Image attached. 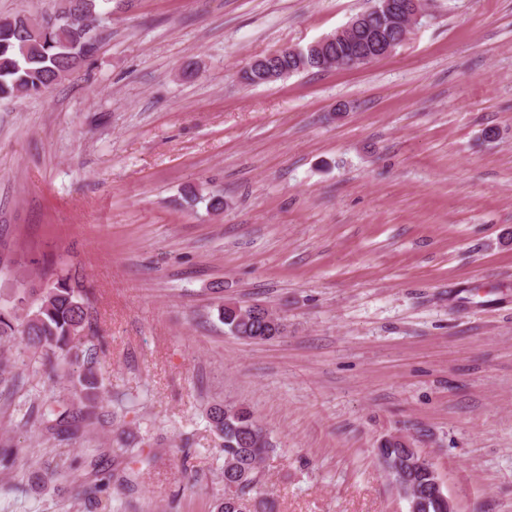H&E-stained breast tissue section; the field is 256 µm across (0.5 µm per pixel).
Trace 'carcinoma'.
I'll return each mask as SVG.
<instances>
[{"label":"carcinoma","instance_id":"obj_1","mask_svg":"<svg viewBox=\"0 0 512 512\" xmlns=\"http://www.w3.org/2000/svg\"><path fill=\"white\" fill-rule=\"evenodd\" d=\"M111 2L58 0L52 15L19 12L0 17V97L37 95L68 77L97 51L94 23L112 14L105 8ZM355 49L358 56H364L362 45L341 38L325 43L320 52L285 49L275 58L248 66L241 72V80L258 86L287 75L319 71L321 56L347 58ZM204 197L210 210L224 211L222 195L205 196L197 189L186 193L189 203ZM87 306L86 290L71 275H61L43 289L36 304H28L23 292L12 306L0 307V344L21 337L27 348L41 353L49 374L62 364L81 368L80 399L93 403L103 389V379L95 368L93 353L81 349ZM242 311L232 303L218 308V318L231 335L263 342L284 334L281 319L272 325L258 317L247 322ZM208 419L224 450V492L215 500V512H274L273 498L258 487V474L275 448L253 411L243 404H216ZM380 447L389 450L391 476L398 480L399 470L417 449L404 447L394 436L381 441ZM413 483L421 488L417 512H448L445 499L435 494L436 476L430 464L424 462L415 470Z\"/></svg>","mask_w":512,"mask_h":512}]
</instances>
